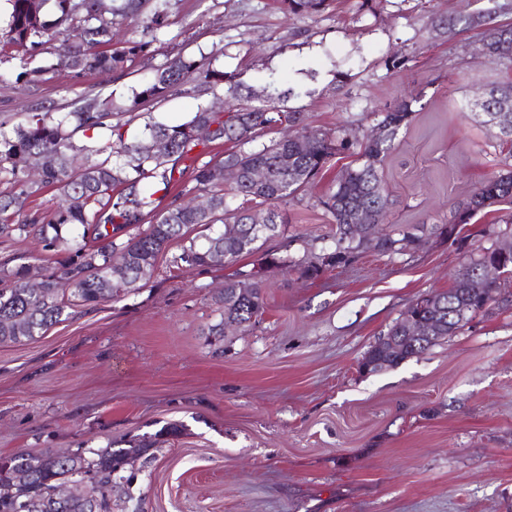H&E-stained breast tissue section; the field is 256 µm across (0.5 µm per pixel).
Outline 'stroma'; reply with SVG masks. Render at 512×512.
Masks as SVG:
<instances>
[{"mask_svg": "<svg viewBox=\"0 0 512 512\" xmlns=\"http://www.w3.org/2000/svg\"><path fill=\"white\" fill-rule=\"evenodd\" d=\"M473 13L512 23V0H326L295 15L282 0H170L158 54L122 77L55 69V38L33 83L19 74L21 48L0 43V114L37 103L66 112L91 90L126 103L164 56L180 54L205 55L255 97L276 76L296 91L288 108L339 138L363 139L407 100L413 120L381 170L388 221L445 224L512 152L466 112L512 80V60L482 58L478 31L463 30ZM223 98L176 93L140 108L131 127L179 124ZM342 165L334 159L288 206L285 233L301 239L293 254L329 233L315 201ZM511 217L512 203H497L451 236L365 253L314 280L261 251L179 269L172 242L145 287L0 345V457L123 448L180 421L186 434L150 449L113 488L112 512H512V302L395 368L359 369L409 304L451 287ZM60 258L33 237L0 243L9 268ZM241 270L263 285L265 312L216 339V298Z\"/></svg>", "mask_w": 512, "mask_h": 512, "instance_id": "stroma-1", "label": "stroma"}]
</instances>
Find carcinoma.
I'll return each instance as SVG.
<instances>
[{
    "instance_id": "obj_1",
    "label": "carcinoma",
    "mask_w": 512,
    "mask_h": 512,
    "mask_svg": "<svg viewBox=\"0 0 512 512\" xmlns=\"http://www.w3.org/2000/svg\"><path fill=\"white\" fill-rule=\"evenodd\" d=\"M7 2L9 21L0 36L27 47L28 56L19 59L20 75L35 82L43 68L31 63L45 40L60 34L64 39L51 68L76 76L87 71L124 73L137 56L147 53L151 41H128L114 47V27L128 19L138 20L152 33V41H158L167 27L169 0H112V9L107 11L101 8V0H54L56 17L51 21L42 14L46 0ZM323 2L283 0L292 13L316 11ZM483 39L489 60L512 59V26L489 28ZM188 84L224 90V111L204 105L183 123L149 121L141 133L125 135L123 128L143 104L161 101ZM277 100L269 94L256 102L244 101L237 86H224L223 71L178 56L155 68L125 106L116 104L110 95L85 94L60 115L32 108L22 112L23 119L16 124L0 119V182L11 185L9 191L0 192V239L34 236L44 248L66 254L56 269L30 264L0 268V344L42 336L66 321L77 307L94 308L144 287L156 270L158 257L174 240L185 242L177 260L189 267H207L236 262L284 235L286 221L280 210L300 200L328 160L350 149V144L330 131L310 127L304 113L285 110ZM412 114L407 101L383 113L379 123L387 128L386 135L368 137L356 163L343 168L317 199L335 226L327 236L329 243L318 253L306 247L298 258L282 256L279 264L314 279L357 254H400L424 237V228L416 224H395L391 231L373 238L354 236L359 209L368 212V229L378 227L389 211L380 167ZM201 127L214 128L210 141L231 142L233 149L213 164L177 169L195 148L207 147V141L196 136ZM79 132L89 136L90 143L76 144ZM32 158L42 160L40 184L61 197L44 224L18 219L30 196L26 168ZM226 167L239 172L237 181L224 182L221 173ZM258 167L269 171L267 181L251 179L250 172ZM176 173L189 174L192 182L179 194L196 192L207 197L208 209L173 202L161 207L155 194L167 193L179 183ZM511 199L512 167L489 176L458 206L448 228L466 223L491 204ZM142 224L147 228L123 236L126 229ZM67 225L82 226L81 239L65 238L61 230ZM487 264L503 266L498 282L485 289L457 280L452 289L434 298L445 307L450 299L467 302L471 319L488 312L485 305L512 288V240L504 237L478 249L470 257L472 275L478 276ZM220 303L221 317L210 328L212 336L239 330L261 316L263 286L239 272L224 281ZM435 345V341L423 345L405 341L400 351L385 356L374 344L366 356L372 360L384 357L389 369ZM156 443L157 437L145 436L128 448L98 450L91 459L49 449L0 458V489H12L10 495L0 493V512H53L46 494L67 483L74 485L76 495L61 512H112V483Z\"/></svg>"
}]
</instances>
